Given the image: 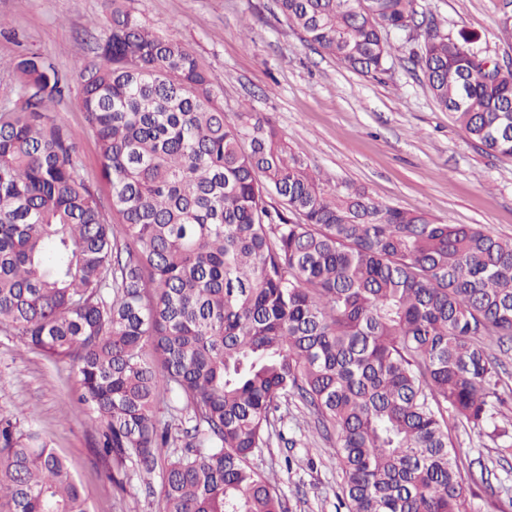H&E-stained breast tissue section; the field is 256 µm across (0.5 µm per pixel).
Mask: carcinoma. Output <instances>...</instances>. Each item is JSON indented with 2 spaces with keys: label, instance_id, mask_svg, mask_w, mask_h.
<instances>
[{
  "label": "carcinoma",
  "instance_id": "cac0c4a2",
  "mask_svg": "<svg viewBox=\"0 0 512 512\" xmlns=\"http://www.w3.org/2000/svg\"><path fill=\"white\" fill-rule=\"evenodd\" d=\"M124 0L95 59L77 66L85 124L51 111L68 74L22 56L0 110V324L72 363L75 402L100 422L104 476L129 466L164 512H288L254 456L281 409L311 408L336 433L345 512H497L451 427L512 457L503 362L512 351V240L328 195L267 119H227L221 89L181 42L150 32ZM290 27L342 66L386 71L403 33L436 103L494 156L512 158V69L474 36L418 40V0H276ZM91 133L112 220L81 175ZM169 393L192 422L159 426ZM0 512H89L66 459L0 412Z\"/></svg>",
  "mask_w": 512,
  "mask_h": 512
}]
</instances>
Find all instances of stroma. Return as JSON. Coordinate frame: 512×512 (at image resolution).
<instances>
[{"mask_svg": "<svg viewBox=\"0 0 512 512\" xmlns=\"http://www.w3.org/2000/svg\"><path fill=\"white\" fill-rule=\"evenodd\" d=\"M419 3L442 33L474 34L490 55L512 62V26L501 22L505 0ZM125 6L206 65L227 117L270 118L327 191L353 185L379 203L512 238V159L490 155L435 103L404 35L391 34L387 70L372 78L306 43L275 0H125ZM108 24L103 0H0V88L12 82L27 52L72 72L92 56ZM77 387L71 363L47 357L0 326V410L32 422L66 457L90 512H163L160 478L147 487L134 475L121 489L104 479L95 448L100 426L76 408ZM314 421L308 410L289 408L279 425L283 439L272 440L254 462L277 472L288 512H344L339 462L331 442L315 434ZM453 439L473 463L467 488L479 492L488 481L512 495V462L499 460L486 435L458 428ZM288 455L296 460L289 470Z\"/></svg>", "mask_w": 512, "mask_h": 512, "instance_id": "stroma-1", "label": "stroma"}]
</instances>
